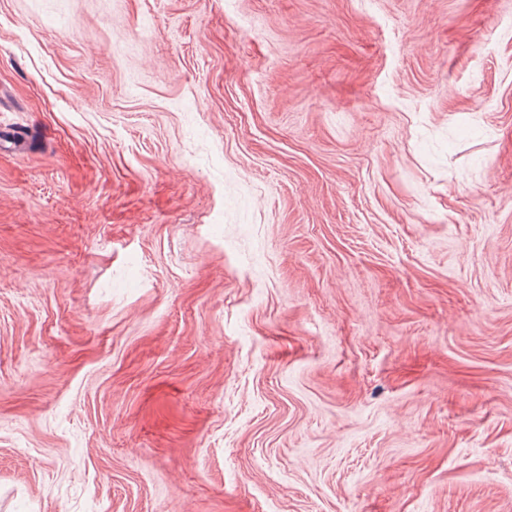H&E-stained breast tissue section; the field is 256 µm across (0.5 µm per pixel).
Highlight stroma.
Instances as JSON below:
<instances>
[{"mask_svg": "<svg viewBox=\"0 0 512 512\" xmlns=\"http://www.w3.org/2000/svg\"><path fill=\"white\" fill-rule=\"evenodd\" d=\"M0 512H512V0H0Z\"/></svg>", "mask_w": 512, "mask_h": 512, "instance_id": "obj_1", "label": "stroma"}]
</instances>
